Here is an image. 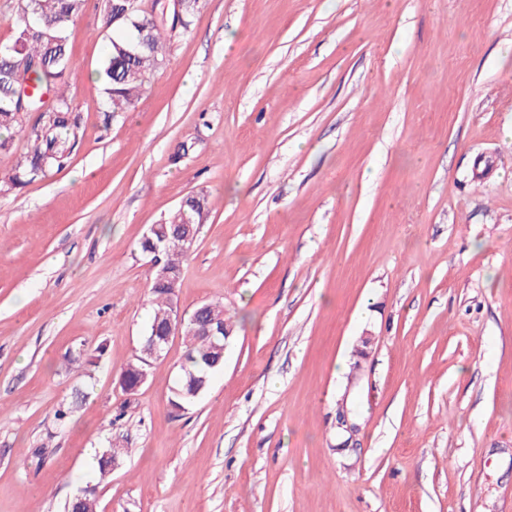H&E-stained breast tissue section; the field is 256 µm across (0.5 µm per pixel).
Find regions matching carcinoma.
Segmentation results:
<instances>
[{
	"instance_id": "cac0c4a2",
	"label": "carcinoma",
	"mask_w": 512,
	"mask_h": 512,
	"mask_svg": "<svg viewBox=\"0 0 512 512\" xmlns=\"http://www.w3.org/2000/svg\"><path fill=\"white\" fill-rule=\"evenodd\" d=\"M88 0H17L11 15L14 38L0 43V152L13 147L12 131L22 126V114L36 106L32 101H21L12 82V62L25 58L33 64L31 82L34 95L48 92L52 99L54 120L35 119L25 128L27 150L17 162L5 187L20 188L67 168L80 139L83 115L73 99L66 95V75L72 67L67 27L84 13ZM126 0H101L106 26L114 27L121 35L109 40L105 57L95 71V80L103 86L106 112H130L144 93L146 74L158 68L163 60L164 37L177 28L188 25L186 17H167L164 0H152L151 10L138 8L126 12ZM207 200L202 196L186 197V204L171 215L172 224L203 223ZM193 240L178 241L161 248L163 266L169 270L164 279L150 276L149 293L153 316L146 337L165 336L176 308V292L180 287L183 265L188 258ZM200 315L215 324H225L224 305L208 303L197 307L186 316L184 326L187 351L181 365L182 376L176 386L173 405L183 409L192 405L209 387L213 375L224 362L218 358L224 352L218 347L224 340H214L194 329L189 319ZM148 341L121 373L124 391L135 393L143 372L148 370ZM125 449L114 444L104 449L97 458L98 472L106 477L119 466ZM95 490L86 489L75 496L68 512H96Z\"/></svg>"
}]
</instances>
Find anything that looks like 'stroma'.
Wrapping results in <instances>:
<instances>
[{"mask_svg": "<svg viewBox=\"0 0 512 512\" xmlns=\"http://www.w3.org/2000/svg\"><path fill=\"white\" fill-rule=\"evenodd\" d=\"M110 34L68 29L71 165L0 193V512H512V0H199L108 123ZM188 195L228 335L178 410L182 336L120 375Z\"/></svg>", "mask_w": 512, "mask_h": 512, "instance_id": "1", "label": "stroma"}]
</instances>
